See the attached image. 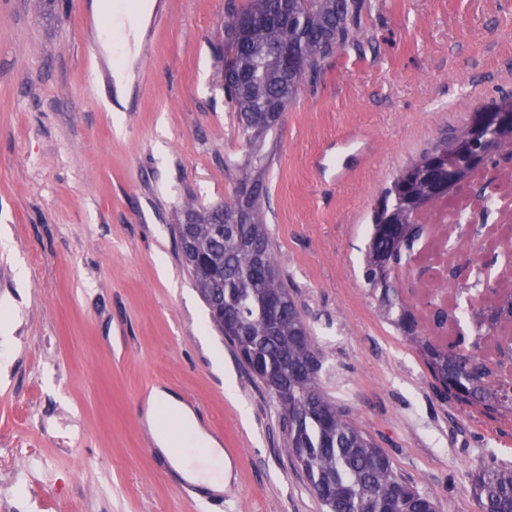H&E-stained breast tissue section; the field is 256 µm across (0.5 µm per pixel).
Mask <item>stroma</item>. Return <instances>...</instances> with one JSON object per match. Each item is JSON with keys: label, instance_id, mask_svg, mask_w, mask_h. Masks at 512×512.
<instances>
[{"label": "stroma", "instance_id": "1", "mask_svg": "<svg viewBox=\"0 0 512 512\" xmlns=\"http://www.w3.org/2000/svg\"><path fill=\"white\" fill-rule=\"evenodd\" d=\"M249 4L0 0V512H322L173 232L243 177L217 48ZM361 27L274 135V260L324 391L440 512H480L471 477L512 466V419L436 391L362 255L393 176L512 101V0H365ZM157 386L220 441L222 494L156 453L142 415Z\"/></svg>", "mask_w": 512, "mask_h": 512}]
</instances>
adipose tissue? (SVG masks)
<instances>
[{
    "label": "adipose tissue",
    "mask_w": 512,
    "mask_h": 512,
    "mask_svg": "<svg viewBox=\"0 0 512 512\" xmlns=\"http://www.w3.org/2000/svg\"><path fill=\"white\" fill-rule=\"evenodd\" d=\"M163 410L180 421L188 442L187 448L177 447L172 436L161 429L159 413ZM145 420L158 451L180 480L203 486L214 494L223 491L224 479L229 471L224 450L219 441L198 422L189 407L167 389L156 387L147 399Z\"/></svg>",
    "instance_id": "adipose-tissue-1"
}]
</instances>
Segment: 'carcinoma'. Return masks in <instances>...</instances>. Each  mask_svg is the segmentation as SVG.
I'll use <instances>...</instances> for the list:
<instances>
[{
	"instance_id": "obj_1",
	"label": "carcinoma",
	"mask_w": 512,
	"mask_h": 512,
	"mask_svg": "<svg viewBox=\"0 0 512 512\" xmlns=\"http://www.w3.org/2000/svg\"><path fill=\"white\" fill-rule=\"evenodd\" d=\"M358 0H251L224 18V94L241 129L245 177L224 208L192 211L175 234L184 265L206 304L215 329L276 400L282 447L305 473L326 512H439L434 498L400 478L389 456L366 436L320 384L323 354L278 270L273 242L263 224L264 150L275 125L261 123L269 104L286 109L314 80L336 45L349 37ZM472 135L470 124L438 138L403 167L369 215L363 264L367 284L380 292V313L424 351L434 380L457 400L504 410L489 394L481 366L468 353L438 351L427 344L406 310H397L394 271L416 238L427 209L468 180L477 163L488 166L512 147V127L478 143L476 161L452 171L444 165L457 143ZM240 214L224 222L221 210ZM480 512H512V468L489 466L472 482Z\"/></svg>"
}]
</instances>
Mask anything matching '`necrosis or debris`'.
Returning <instances> with one entry per match:
<instances>
[{
    "instance_id": "obj_1",
    "label": "necrosis or debris",
    "mask_w": 512,
    "mask_h": 512,
    "mask_svg": "<svg viewBox=\"0 0 512 512\" xmlns=\"http://www.w3.org/2000/svg\"><path fill=\"white\" fill-rule=\"evenodd\" d=\"M423 221L399 298L433 347L472 353L487 389L512 400V159L473 172Z\"/></svg>"
}]
</instances>
